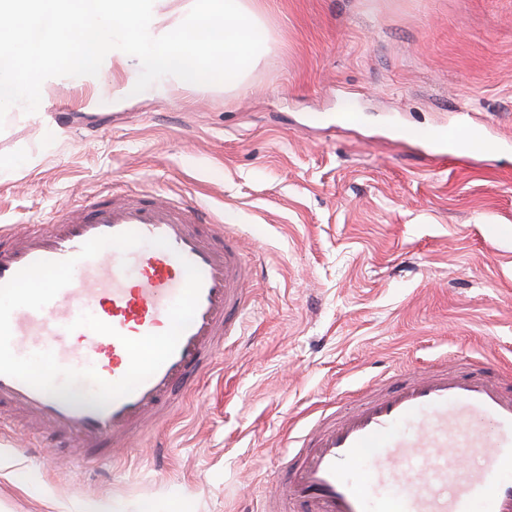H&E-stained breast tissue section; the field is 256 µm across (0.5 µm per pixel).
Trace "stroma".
<instances>
[{"label": "stroma", "mask_w": 512, "mask_h": 512, "mask_svg": "<svg viewBox=\"0 0 512 512\" xmlns=\"http://www.w3.org/2000/svg\"><path fill=\"white\" fill-rule=\"evenodd\" d=\"M260 2L238 88L219 65L116 109L111 76L64 70L0 115V225L178 191L254 267L241 335L122 461L0 433V512H263L316 408L445 351L512 362V0Z\"/></svg>", "instance_id": "1"}]
</instances>
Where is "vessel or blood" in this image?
<instances>
[{
    "mask_svg": "<svg viewBox=\"0 0 512 512\" xmlns=\"http://www.w3.org/2000/svg\"><path fill=\"white\" fill-rule=\"evenodd\" d=\"M135 232L144 242L79 259L98 236ZM166 246H156L157 238ZM76 258L75 274L42 310L11 316L15 354L50 348L68 368L94 367L115 382L129 367L123 338L164 332L186 283L202 276L199 305L174 354L131 394L107 406L57 398L0 375V408L88 457L116 458L182 402L241 328L253 267L221 219L182 199L104 195L59 211L54 223L0 226V284L40 260ZM84 312L115 328L86 333ZM287 477L264 512H512V378L471 363L405 371L397 387L337 400L289 438ZM357 474H350L349 466Z\"/></svg>",
    "mask_w": 512,
    "mask_h": 512,
    "instance_id": "vessel-or-blood-1",
    "label": "vessel or blood"
}]
</instances>
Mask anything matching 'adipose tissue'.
Here are the masks:
<instances>
[{
  "label": "adipose tissue",
  "instance_id": "obj_1",
  "mask_svg": "<svg viewBox=\"0 0 512 512\" xmlns=\"http://www.w3.org/2000/svg\"><path fill=\"white\" fill-rule=\"evenodd\" d=\"M265 39L254 0H0V107L26 108L66 67L94 79L120 68L116 104L144 76L193 89L219 63L232 86Z\"/></svg>",
  "mask_w": 512,
  "mask_h": 512
}]
</instances>
